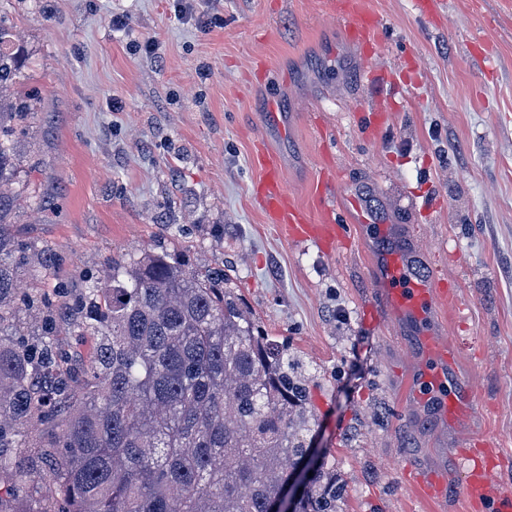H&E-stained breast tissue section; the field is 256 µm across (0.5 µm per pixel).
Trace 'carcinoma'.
I'll use <instances>...</instances> for the list:
<instances>
[{"label":"carcinoma","instance_id":"carcinoma-1","mask_svg":"<svg viewBox=\"0 0 512 512\" xmlns=\"http://www.w3.org/2000/svg\"><path fill=\"white\" fill-rule=\"evenodd\" d=\"M24 78L0 20V512H268L303 470L291 512H336V466L307 460L309 388L223 268L162 247L77 291L21 288L55 274L14 233ZM63 333L92 342L83 362Z\"/></svg>","mask_w":512,"mask_h":512}]
</instances>
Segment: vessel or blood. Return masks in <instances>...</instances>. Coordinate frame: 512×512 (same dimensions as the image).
Instances as JSON below:
<instances>
[{
    "mask_svg": "<svg viewBox=\"0 0 512 512\" xmlns=\"http://www.w3.org/2000/svg\"><path fill=\"white\" fill-rule=\"evenodd\" d=\"M329 12L336 17L351 43L356 45L363 59L361 76L371 87L397 91L396 80L388 69L372 64L371 58L378 47L377 33L381 27L378 16L367 7V0H328ZM263 175L258 184L257 204L272 219L287 230L297 242L315 241L327 246L336 232L333 214L339 207L353 213L356 223L375 232L380 248L375 254L374 268L379 280L386 284L385 305L417 320L422 331L418 338L421 364L418 376V399L428 406L443 423L455 425L470 404L474 387L463 382L454 365L460 343L439 330L432 317L441 305L459 301L454 284H435L423 277L417 269V256L399 245L392 225L375 219L365 201L354 195L344 197L335 192L320 190L323 216L312 222L308 215L290 199L283 185L284 162L273 152L260 154ZM498 452L488 445L458 451L466 479L462 488L469 502L496 497L503 512H512V486L500 477L496 458Z\"/></svg>",
    "mask_w": 512,
    "mask_h": 512,
    "instance_id": "vessel-or-blood-1",
    "label": "vessel or blood"
}]
</instances>
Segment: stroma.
<instances>
[{
  "label": "stroma",
  "mask_w": 512,
  "mask_h": 512,
  "mask_svg": "<svg viewBox=\"0 0 512 512\" xmlns=\"http://www.w3.org/2000/svg\"><path fill=\"white\" fill-rule=\"evenodd\" d=\"M383 21L376 58L405 89L379 128V91L326 0H12L6 25L24 50V93L39 112L19 150L43 209L15 230L47 245L58 278L136 250H183L222 266L227 285L310 381L311 446L336 465L337 512H498L470 504L455 441L497 448L512 484V0H368ZM122 19L116 27L114 19ZM153 51H145L146 41ZM288 117L271 139L291 197L319 221L312 187L336 175L422 250L431 279L466 306L434 319L463 348L475 382L464 422L448 427L414 397L416 330L385 309L376 241L336 219L346 243H298L252 201L263 174L255 146L269 107ZM444 475L430 502L417 479Z\"/></svg>",
  "instance_id": "35a3bbf8"
}]
</instances>
